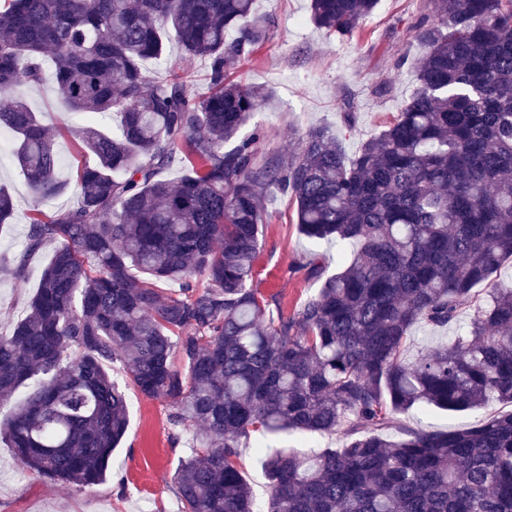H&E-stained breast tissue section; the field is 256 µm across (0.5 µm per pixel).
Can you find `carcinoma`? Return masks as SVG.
<instances>
[{
    "mask_svg": "<svg viewBox=\"0 0 512 512\" xmlns=\"http://www.w3.org/2000/svg\"><path fill=\"white\" fill-rule=\"evenodd\" d=\"M378 4L310 0L311 20L350 38ZM433 4L413 26L417 88L348 160L326 126L287 157H259L257 131L239 137L267 97L229 79L269 40L255 0H0V129L34 206L76 196L28 217L22 253L0 260L20 278L28 255L56 244L27 316L0 331V405L34 383L4 432L23 468L68 486L104 480L128 429L106 370L119 362L141 394L172 400V426L194 429L181 512H512V411L385 434L414 409L512 405V288L460 321L473 288L512 261V0ZM172 35L210 61L207 93L180 70L150 79L145 62ZM48 76L68 111L120 117L112 134L74 131L85 162L73 185L58 131L23 91ZM176 161L173 184L161 172ZM274 190L304 236L355 246L289 318L250 283ZM15 220L0 185V226ZM416 326L452 335L408 361ZM257 431L344 442L257 449L260 505L236 463Z\"/></svg>",
    "mask_w": 512,
    "mask_h": 512,
    "instance_id": "carcinoma-1",
    "label": "carcinoma"
}]
</instances>
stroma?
Here are the masks:
<instances>
[{
	"instance_id": "35a3bbf8",
	"label": "stroma",
	"mask_w": 512,
	"mask_h": 512,
	"mask_svg": "<svg viewBox=\"0 0 512 512\" xmlns=\"http://www.w3.org/2000/svg\"><path fill=\"white\" fill-rule=\"evenodd\" d=\"M256 6L269 17L270 38L236 78L271 92L252 119L260 129V153L287 155L297 149L307 130L323 125L332 130L346 157H354L362 142L404 106L416 86L413 62L422 47L413 39L411 28L432 13V0H381L365 22L363 35L353 39L317 29L309 19V0H257ZM172 67L187 72L198 92H206V59L182 55L173 42L163 60L147 64L156 81ZM26 95L31 107L56 127L87 122L86 116L65 109L53 83L29 87ZM0 183L9 188L19 214L14 224L0 229V254L12 257L23 250L28 229L25 215L31 202L7 153L0 154ZM264 207L251 283L273 312L293 317L322 284L321 278L311 275L309 260L320 256L328 276L341 269L339 256L349 253L350 247L304 237L290 197L271 194ZM53 251L49 244L29 256L24 278L0 275L1 328L25 316L26 302ZM110 373L125 390L129 426L113 454L106 481L81 488L54 484L22 471L12 449L0 442V512H180L173 476L181 459L191 453L192 430L172 427L170 401L142 395L129 385L120 365H112ZM493 414L490 408L457 414L423 410L403 416L402 421L415 429L436 431L471 426ZM260 444L295 450L336 448L341 438L252 434L238 463L261 502L267 481L255 452Z\"/></svg>"
}]
</instances>
